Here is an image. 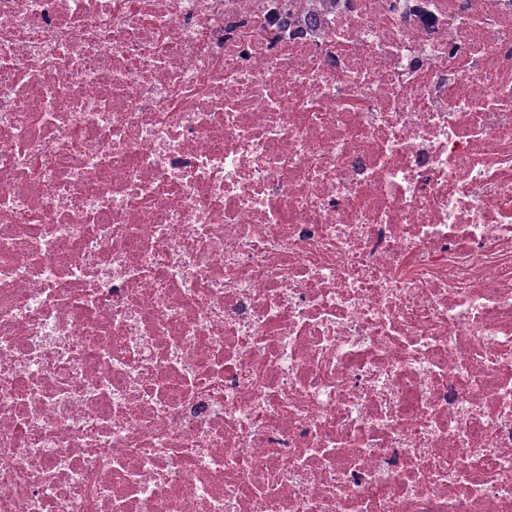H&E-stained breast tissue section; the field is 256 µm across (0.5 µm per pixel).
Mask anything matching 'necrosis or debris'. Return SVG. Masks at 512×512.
Returning a JSON list of instances; mask_svg holds the SVG:
<instances>
[{
    "instance_id": "4bbe7bcc",
    "label": "necrosis or debris",
    "mask_w": 512,
    "mask_h": 512,
    "mask_svg": "<svg viewBox=\"0 0 512 512\" xmlns=\"http://www.w3.org/2000/svg\"><path fill=\"white\" fill-rule=\"evenodd\" d=\"M0 512H512V0H0Z\"/></svg>"
}]
</instances>
